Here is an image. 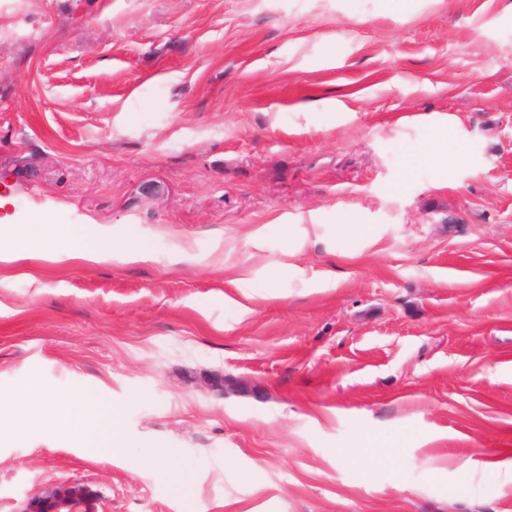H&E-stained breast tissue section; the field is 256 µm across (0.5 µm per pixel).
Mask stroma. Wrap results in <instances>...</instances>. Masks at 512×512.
<instances>
[{"mask_svg":"<svg viewBox=\"0 0 512 512\" xmlns=\"http://www.w3.org/2000/svg\"><path fill=\"white\" fill-rule=\"evenodd\" d=\"M0 191L151 253L0 261V400L136 442L0 441V512H512V0H0ZM35 393L37 398L33 400ZM10 406L11 416L3 423L0 406V439L2 432L16 434L48 422L56 433L82 448L101 447L103 417L99 404L92 399L49 394L32 387L14 396ZM161 457L168 462L167 466L162 471L163 475L171 481L177 489L182 491L186 496H189L191 489L184 478L182 467L175 460V454L171 451H166L161 454ZM99 498L79 481L45 484L20 512H98Z\"/></svg>","mask_w":512,"mask_h":512,"instance_id":"stroma-1","label":"stroma"}]
</instances>
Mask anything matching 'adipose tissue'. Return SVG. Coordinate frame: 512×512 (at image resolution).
<instances>
[{"label": "adipose tissue", "mask_w": 512, "mask_h": 512, "mask_svg": "<svg viewBox=\"0 0 512 512\" xmlns=\"http://www.w3.org/2000/svg\"><path fill=\"white\" fill-rule=\"evenodd\" d=\"M8 239L15 253L27 256L52 249L57 257L79 259L90 263L115 261L135 263L147 260L148 248L141 243L115 245L104 229L92 227L89 234H76L69 226L53 224L43 240L31 242L23 238L19 228L0 226V239ZM9 418L0 422V433L16 434L44 422L51 423L56 433L80 444L96 448L107 443L109 448H127L131 442L118 432L103 435L102 413L99 404L89 398L61 396L45 392L24 391L11 401Z\"/></svg>", "instance_id": "adipose-tissue-1"}]
</instances>
